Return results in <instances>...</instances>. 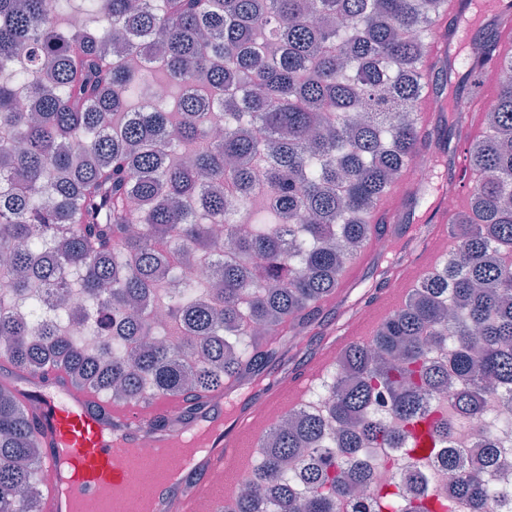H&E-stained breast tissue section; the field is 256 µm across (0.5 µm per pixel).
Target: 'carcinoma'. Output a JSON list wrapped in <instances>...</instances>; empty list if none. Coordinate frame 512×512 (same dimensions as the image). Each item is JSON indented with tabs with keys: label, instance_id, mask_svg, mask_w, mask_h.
<instances>
[{
	"label": "carcinoma",
	"instance_id": "cac0c4a2",
	"mask_svg": "<svg viewBox=\"0 0 512 512\" xmlns=\"http://www.w3.org/2000/svg\"><path fill=\"white\" fill-rule=\"evenodd\" d=\"M445 2L86 0V26L61 31L53 0H0V360L19 374L60 369L114 402L260 381L287 351L286 324L336 291L368 242L365 218L427 138L416 106ZM494 48L491 31L467 54L471 85ZM7 62L26 73L33 111H16ZM496 71L468 149L475 184L448 224L455 248L371 344L347 349L323 415L289 411L263 437L262 493L233 512H336L367 473L329 456L333 433L347 451L456 468L451 420L425 407L450 377L458 416L494 424L512 404V56ZM135 85L181 93L169 109H136ZM455 102L459 141L470 112ZM456 152L438 160L450 185ZM262 199L268 223L238 233ZM201 260L207 277L193 272ZM78 332L105 340L89 347ZM378 392L394 421L374 417ZM30 413L0 387V512H40ZM490 484L468 469L456 491L480 512ZM436 505L454 512L449 497L406 500L387 481L354 512Z\"/></svg>",
	"mask_w": 512,
	"mask_h": 512
}]
</instances>
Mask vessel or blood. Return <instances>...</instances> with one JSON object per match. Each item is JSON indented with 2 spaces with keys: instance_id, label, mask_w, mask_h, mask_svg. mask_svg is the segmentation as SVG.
I'll list each match as a JSON object with an SVG mask.
<instances>
[{
  "instance_id": "vessel-or-blood-1",
  "label": "vessel or blood",
  "mask_w": 512,
  "mask_h": 512,
  "mask_svg": "<svg viewBox=\"0 0 512 512\" xmlns=\"http://www.w3.org/2000/svg\"><path fill=\"white\" fill-rule=\"evenodd\" d=\"M512 0H450L434 27L424 73L429 78L426 94L417 110L423 126H432V105L443 97L446 67L461 62L458 46L465 39L466 23L499 24L500 54H512ZM396 196L382 195L368 218L371 231L385 234L399 223ZM448 236V208L440 206L431 220L428 242L411 258L400 276L379 289L358 317L348 319L337 336L325 337L321 349L297 368L284 373L271 387L255 391L252 402L225 415L224 402L238 390L229 382L225 391L205 395L204 412L183 419V402L176 396L116 404L102 394L71 386L62 372L53 370L37 379L40 399L34 424L44 448L39 469L43 486L42 512H105L107 500H120L133 477L126 451L151 442L163 463L179 470L178 480L168 485L153 512H226L230 492L213 476L247 469L245 449L255 447L265 426L298 404L311 385L336 362L350 343L371 337L378 325L401 304L408 288L432 271L452 247ZM166 418V428L144 433L142 424ZM197 441L203 454L182 465L179 455L189 441Z\"/></svg>"
}]
</instances>
